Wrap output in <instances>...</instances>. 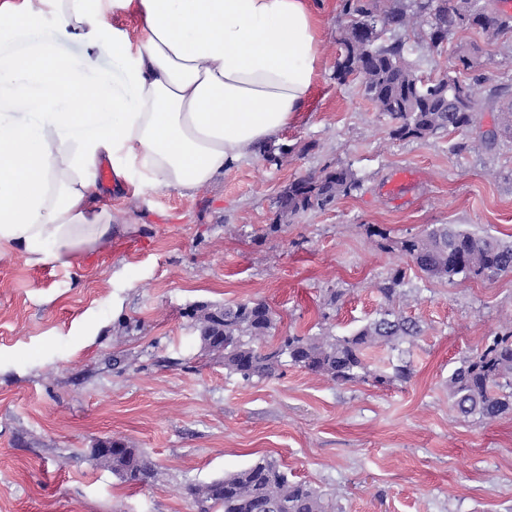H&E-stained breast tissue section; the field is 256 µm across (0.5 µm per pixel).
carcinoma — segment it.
<instances>
[{
  "mask_svg": "<svg viewBox=\"0 0 512 512\" xmlns=\"http://www.w3.org/2000/svg\"><path fill=\"white\" fill-rule=\"evenodd\" d=\"M349 21L342 44L344 56L337 74L365 79L364 91L392 122L390 135L400 141L424 140L441 132H464L474 123L479 101L471 84L445 73L425 82L407 60V47L398 36L429 18L431 47L439 48L460 30L476 29L496 36L512 31V15L482 0H347ZM360 181L345 167L324 169L300 177L278 198L279 215L292 217L324 209L357 191ZM402 250L431 279L450 282L460 276L494 281L512 274V241L469 232L457 224H435L401 242ZM405 271L398 269L379 288L390 303L405 296ZM186 316L195 321L202 352L224 364V369L245 381L268 379L281 366V357L338 384L372 378L380 385L407 383L413 377L403 362L386 376L367 369L363 355L379 345L396 343L421 333L420 325L387 306L379 316L349 336L329 332L317 336L280 337L278 346L265 350L261 343L276 329V316L263 300H246L220 307L206 303L191 307ZM448 396L457 418L491 421L512 413V330L495 334L475 353L463 359L448 377ZM112 472L126 482L152 473V464L137 448L117 443ZM200 512H337L326 494L303 481H292L276 460L263 456L249 466L210 483L190 489Z\"/></svg>",
  "mask_w": 512,
  "mask_h": 512,
  "instance_id": "carcinoma-1",
  "label": "carcinoma"
}]
</instances>
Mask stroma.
<instances>
[{"label": "stroma", "instance_id": "35a3bbf8", "mask_svg": "<svg viewBox=\"0 0 512 512\" xmlns=\"http://www.w3.org/2000/svg\"><path fill=\"white\" fill-rule=\"evenodd\" d=\"M344 0L320 12L322 70L310 109L281 141L191 196L100 186L120 223L78 270L0 261V512H197L189 489L268 456L289 479L332 491L342 512H512V414L462 422L448 377L485 337L512 323V274L492 283L430 279L400 249L432 224L512 238V137L500 127L512 90V32L472 29L431 49L406 33L408 60L434 79L458 70L481 106L465 133L398 141L362 82L339 83ZM351 169L353 195L279 218L293 180ZM416 181L388 192L398 169ZM406 272L403 315L423 333L368 353L372 370L410 362L409 383L344 385L283 365L244 381L202 355L186 312L198 302L266 301L276 336H346L375 318L378 291ZM341 290L338 308L323 305ZM112 439L155 470L123 482L90 450Z\"/></svg>", "mask_w": 512, "mask_h": 512}]
</instances>
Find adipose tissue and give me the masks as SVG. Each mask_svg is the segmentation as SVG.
Here are the masks:
<instances>
[{"mask_svg": "<svg viewBox=\"0 0 512 512\" xmlns=\"http://www.w3.org/2000/svg\"><path fill=\"white\" fill-rule=\"evenodd\" d=\"M124 12L135 33L111 24ZM0 42V259L30 265L79 268L111 244L102 163L194 194L301 122L321 69L313 0H0Z\"/></svg>", "mask_w": 512, "mask_h": 512, "instance_id": "obj_1", "label": "adipose tissue"}]
</instances>
